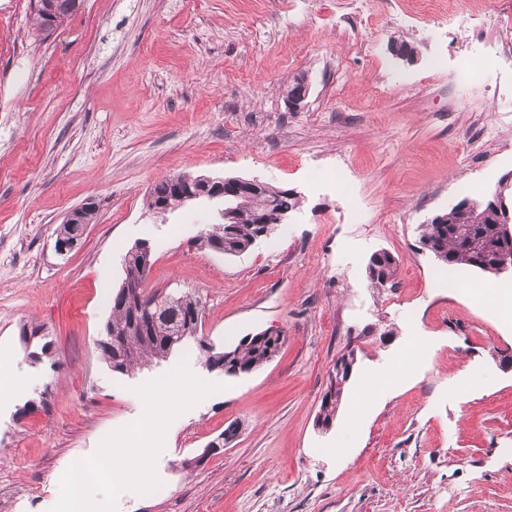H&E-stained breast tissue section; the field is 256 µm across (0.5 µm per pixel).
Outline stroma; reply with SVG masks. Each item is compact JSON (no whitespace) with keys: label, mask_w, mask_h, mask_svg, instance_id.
<instances>
[{"label":"stroma","mask_w":512,"mask_h":512,"mask_svg":"<svg viewBox=\"0 0 512 512\" xmlns=\"http://www.w3.org/2000/svg\"><path fill=\"white\" fill-rule=\"evenodd\" d=\"M362 2L366 32L345 24L349 0H292L287 12L281 0H84L40 39L28 0H0V352L34 381L0 409V512H71L75 465L108 448L138 468L146 373L113 372L97 342L140 241L155 260L148 290L204 301L202 342L155 374L201 369L203 342L221 349L271 326L287 341L257 371L210 373L211 395L155 429L149 482H89L91 512H512V277L447 269L419 244L420 224L512 172V126L498 117L512 99L487 93L494 73L461 84L466 40L435 7ZM498 2L459 5L479 13L478 39L509 44ZM394 39L417 57L396 58ZM300 77L309 96L292 112L285 90ZM178 174L257 177L302 206L224 256L195 245L216 205L148 214L151 186ZM88 202L96 223L57 255V227ZM379 250L399 261L390 291L367 281ZM475 285L500 302L475 299ZM26 324L46 333L41 361L19 339ZM350 347L344 403L319 429ZM369 374L378 383L361 390ZM233 422L235 441L203 458ZM356 363V352L354 349H350L344 354L340 359L337 360L331 371V380L334 384H339L340 386L333 390L332 385L329 386L327 392L324 394L319 414L317 416L318 423L317 425L321 429H327L326 426H331L333 424L334 419L336 418V413L340 407L344 384L349 380L353 366Z\"/></svg>","instance_id":"stroma-1"}]
</instances>
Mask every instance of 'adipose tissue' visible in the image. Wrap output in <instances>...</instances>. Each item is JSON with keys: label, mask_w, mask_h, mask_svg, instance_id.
Instances as JSON below:
<instances>
[{"label": "adipose tissue", "mask_w": 512, "mask_h": 512, "mask_svg": "<svg viewBox=\"0 0 512 512\" xmlns=\"http://www.w3.org/2000/svg\"><path fill=\"white\" fill-rule=\"evenodd\" d=\"M211 389L208 379L189 368L178 367L165 375L148 378L138 389L140 402L148 406L140 414V443H147L167 416L189 409L191 398H204Z\"/></svg>", "instance_id": "obj_1"}]
</instances>
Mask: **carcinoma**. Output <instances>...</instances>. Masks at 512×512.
Segmentation results:
<instances>
[{
	"label": "carcinoma",
	"instance_id": "cac0c4a2",
	"mask_svg": "<svg viewBox=\"0 0 512 512\" xmlns=\"http://www.w3.org/2000/svg\"><path fill=\"white\" fill-rule=\"evenodd\" d=\"M83 0H56L55 27H60L65 19L81 8ZM154 190L164 197L165 207L159 214L165 215L181 207L180 196L170 185V180L162 178L154 185ZM235 210L240 216L237 224H216L205 232V240L200 246L223 255L235 256L251 246L257 240L255 218L259 214L275 211L294 212L301 206V199L289 190L270 182L258 191L241 190L232 198ZM441 224L421 225L420 241L430 242L441 250L444 259L441 263L449 268L465 266L489 275L493 274L498 245L500 242V224L498 211L482 206L477 212L463 211L451 207L442 213ZM398 261L395 256L386 254L377 270L367 273L370 284L380 289L384 282L395 286ZM181 304L176 313L160 318L150 325L142 326L133 321L130 309L124 304L122 290L112 296V314L106 323V329L112 336L109 342L99 345L100 354L112 371L130 374L142 366L167 360L175 351L188 341L198 342L203 352V365L206 369L222 361L241 374H249L269 363L280 352L285 340L281 336H246L235 346L222 351L194 336H187L179 343L171 340V323L178 320L187 323L194 319L195 308L199 304L200 294L192 291L180 293ZM344 388H328L324 394L317 421L330 426L336 418Z\"/></svg>",
	"mask_w": 512,
	"mask_h": 512
}]
</instances>
